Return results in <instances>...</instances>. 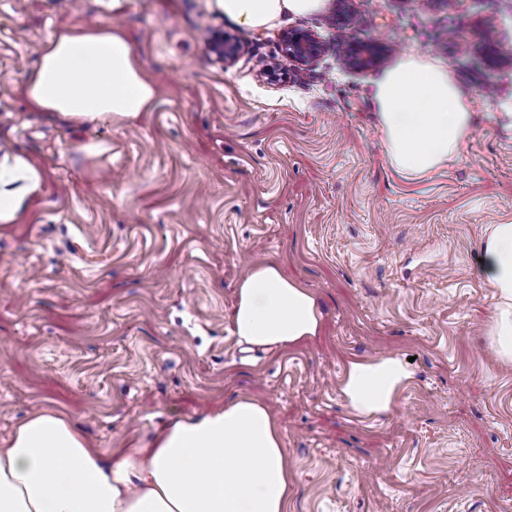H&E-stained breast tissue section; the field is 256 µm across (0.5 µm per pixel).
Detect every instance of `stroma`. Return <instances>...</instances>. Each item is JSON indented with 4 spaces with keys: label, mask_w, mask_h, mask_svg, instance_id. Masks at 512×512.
Wrapping results in <instances>:
<instances>
[{
    "label": "stroma",
    "mask_w": 512,
    "mask_h": 512,
    "mask_svg": "<svg viewBox=\"0 0 512 512\" xmlns=\"http://www.w3.org/2000/svg\"><path fill=\"white\" fill-rule=\"evenodd\" d=\"M355 36L438 60L475 126L448 168L390 165ZM131 38L157 105L76 124L24 85L64 28ZM324 44L305 70L281 35ZM217 30L244 47L224 65ZM512 0H325L256 29L216 0H0V167L40 186L0 223V448L29 416L65 414L89 447L148 443L171 422L249 396L276 417L288 512H512V363L487 342L488 225L512 222ZM274 261L317 297L320 336L244 350L236 288ZM411 359L392 412L355 415L349 361Z\"/></svg>",
    "instance_id": "1"
}]
</instances>
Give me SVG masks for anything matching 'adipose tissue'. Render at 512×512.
Returning a JSON list of instances; mask_svg holds the SVG:
<instances>
[{"label": "adipose tissue", "mask_w": 512, "mask_h": 512, "mask_svg": "<svg viewBox=\"0 0 512 512\" xmlns=\"http://www.w3.org/2000/svg\"><path fill=\"white\" fill-rule=\"evenodd\" d=\"M225 16L267 28L318 12L324 0H216ZM32 104L77 122L134 118L156 90L128 35L117 27L58 31L41 48L26 87ZM372 98L391 166L415 180L447 167L475 114L440 62L406 53L373 83ZM482 270L499 300L489 340L512 361V223L489 225ZM235 334L251 346L291 347L318 336L314 294L274 262L237 289ZM413 373L395 356L351 361L341 394L357 415L390 412ZM291 473L279 425L262 403L241 397L179 420L148 448L89 447L62 414L39 412L0 449V512H287Z\"/></svg>", "instance_id": "adipose-tissue-1"}]
</instances>
